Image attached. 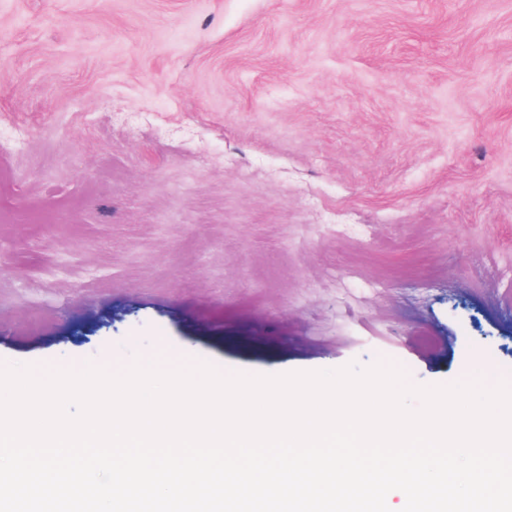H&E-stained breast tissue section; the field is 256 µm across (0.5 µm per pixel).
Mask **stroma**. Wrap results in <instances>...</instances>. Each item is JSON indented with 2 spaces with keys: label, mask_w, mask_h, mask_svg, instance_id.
<instances>
[{
  "label": "stroma",
  "mask_w": 512,
  "mask_h": 512,
  "mask_svg": "<svg viewBox=\"0 0 512 512\" xmlns=\"http://www.w3.org/2000/svg\"><path fill=\"white\" fill-rule=\"evenodd\" d=\"M512 382V0H0V366Z\"/></svg>",
  "instance_id": "obj_1"
}]
</instances>
